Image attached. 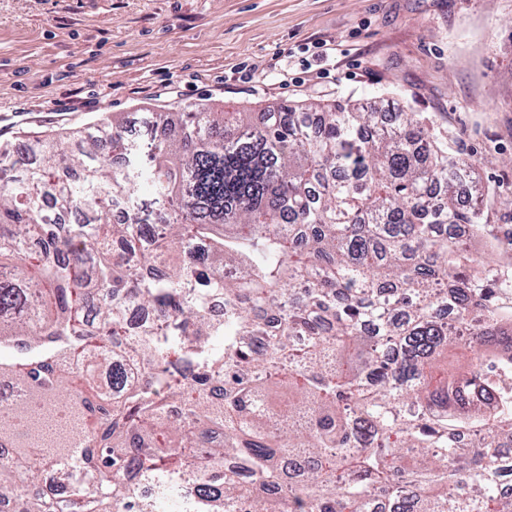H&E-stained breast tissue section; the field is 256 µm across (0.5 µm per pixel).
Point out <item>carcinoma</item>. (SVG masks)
I'll list each match as a JSON object with an SVG mask.
<instances>
[{
  "instance_id": "obj_1",
  "label": "carcinoma",
  "mask_w": 512,
  "mask_h": 512,
  "mask_svg": "<svg viewBox=\"0 0 512 512\" xmlns=\"http://www.w3.org/2000/svg\"><path fill=\"white\" fill-rule=\"evenodd\" d=\"M391 106L385 127L350 99L191 104L142 137L106 116L75 151L0 143V379L27 393L0 409L10 512H512V254L470 249L494 229L463 204L469 163ZM130 298L167 328L128 334ZM133 465L157 498L114 482ZM46 468L54 489L23 492Z\"/></svg>"
}]
</instances>
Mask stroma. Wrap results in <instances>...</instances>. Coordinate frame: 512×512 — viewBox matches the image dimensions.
<instances>
[{
    "label": "stroma",
    "instance_id": "1",
    "mask_svg": "<svg viewBox=\"0 0 512 512\" xmlns=\"http://www.w3.org/2000/svg\"><path fill=\"white\" fill-rule=\"evenodd\" d=\"M335 47L302 66L307 48ZM387 96L447 127L512 225V0H0V141L188 104Z\"/></svg>",
    "mask_w": 512,
    "mask_h": 512
}]
</instances>
